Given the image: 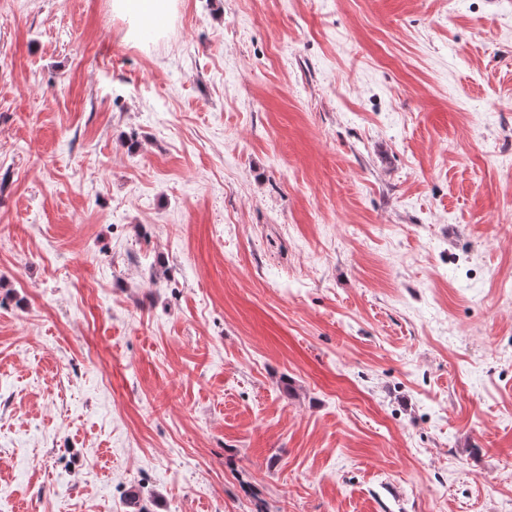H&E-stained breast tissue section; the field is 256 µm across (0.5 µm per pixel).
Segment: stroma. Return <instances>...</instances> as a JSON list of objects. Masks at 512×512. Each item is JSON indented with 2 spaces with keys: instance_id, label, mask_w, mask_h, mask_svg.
<instances>
[{
  "instance_id": "stroma-1",
  "label": "stroma",
  "mask_w": 512,
  "mask_h": 512,
  "mask_svg": "<svg viewBox=\"0 0 512 512\" xmlns=\"http://www.w3.org/2000/svg\"><path fill=\"white\" fill-rule=\"evenodd\" d=\"M0 0L10 512H512V0ZM176 0H113L112 11L132 26L127 30L130 40H140L144 32H162L175 11Z\"/></svg>"
}]
</instances>
